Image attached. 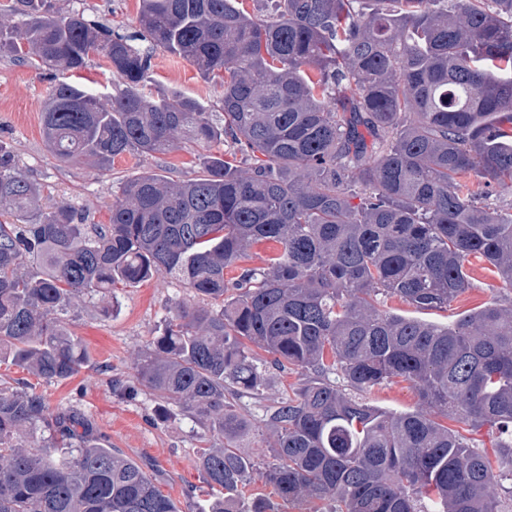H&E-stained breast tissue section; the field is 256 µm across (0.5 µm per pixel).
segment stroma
Returning a JSON list of instances; mask_svg holds the SVG:
<instances>
[{
  "mask_svg": "<svg viewBox=\"0 0 512 512\" xmlns=\"http://www.w3.org/2000/svg\"><path fill=\"white\" fill-rule=\"evenodd\" d=\"M55 4L65 12L85 11L90 18L115 28L137 23L138 0H55ZM153 77L154 91L178 92L220 112L213 82L192 63L156 52ZM58 79V72L38 62L0 57V140L12 146L21 169L39 185L43 208L69 203L86 223L104 224L113 196L125 180L145 171L177 182L191 180L200 175L208 157L224 153L225 146L219 142H186L165 156H119L106 173L78 160L58 162L45 146L41 122L49 92ZM465 270L470 277L468 290L448 310L431 314V321L444 323L512 295L499 276L477 258H468ZM186 294L178 281L155 277L133 288L114 289L106 296L74 298L67 313L68 328L81 337L88 361L74 378L41 387L52 406L81 413L113 448L139 463L182 510L188 492L203 499L208 496L196 464L201 429L176 405H162L145 391L131 389L130 384L134 365L162 325L172 298ZM272 377L261 395L247 394L235 401L237 409L255 425L243 450L254 455L260 471L271 463L274 443L263 416L269 406L297 388L300 380L293 370L276 371ZM115 379L122 381V388H112Z\"/></svg>",
  "mask_w": 512,
  "mask_h": 512,
  "instance_id": "1",
  "label": "stroma"
}]
</instances>
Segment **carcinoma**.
<instances>
[{"instance_id": "cac0c4a2", "label": "carcinoma", "mask_w": 512, "mask_h": 512, "mask_svg": "<svg viewBox=\"0 0 512 512\" xmlns=\"http://www.w3.org/2000/svg\"><path fill=\"white\" fill-rule=\"evenodd\" d=\"M140 0L119 32L62 13L54 0L0 8V57L76 73L97 53L123 88L54 84L42 112L48 149L96 169L180 140L223 141L248 161L214 157L197 178L151 171L124 182L109 222L75 206L49 211L0 141V364L45 383L87 362L64 315L82 294L163 274L198 302L171 301L134 383L203 431V481L220 493L196 512H272L242 489L255 463L239 441L253 424L234 405L268 383L256 357L294 366L302 387L271 407L264 474L289 502L329 512H500L512 477V297L446 324L384 312L390 294L446 310L487 261L512 289V0ZM158 50L218 84L224 118L196 98L154 94ZM273 243L264 266L241 268ZM400 379L418 406L394 413L361 397ZM453 417L499 433L498 470ZM0 512H181L136 462L74 410L28 385L0 387Z\"/></svg>"}]
</instances>
